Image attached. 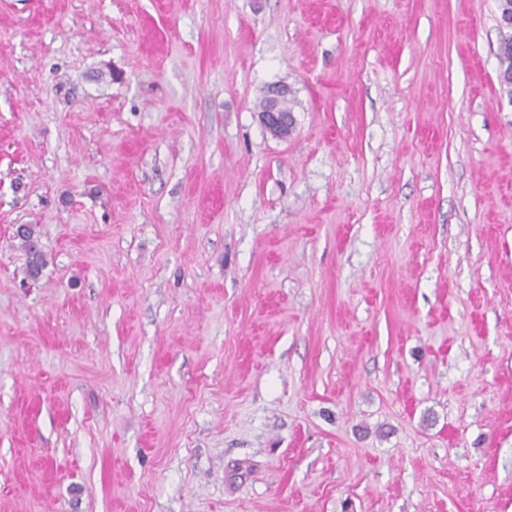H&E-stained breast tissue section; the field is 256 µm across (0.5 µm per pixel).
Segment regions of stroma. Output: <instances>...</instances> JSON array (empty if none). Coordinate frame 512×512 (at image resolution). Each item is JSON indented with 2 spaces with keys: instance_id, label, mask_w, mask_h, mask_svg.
Wrapping results in <instances>:
<instances>
[{
  "instance_id": "35a3bbf8",
  "label": "stroma",
  "mask_w": 512,
  "mask_h": 512,
  "mask_svg": "<svg viewBox=\"0 0 512 512\" xmlns=\"http://www.w3.org/2000/svg\"><path fill=\"white\" fill-rule=\"evenodd\" d=\"M499 40L496 0H0V512H512ZM288 89L272 88L267 97L266 108L259 112V119L265 130L273 137L285 139L290 136L295 127L293 112H288L282 106ZM21 241L27 249L28 253V277L33 275L34 272L42 273L43 268L46 266L47 261L44 254L37 247L36 230L33 225H25L24 237Z\"/></svg>"
}]
</instances>
